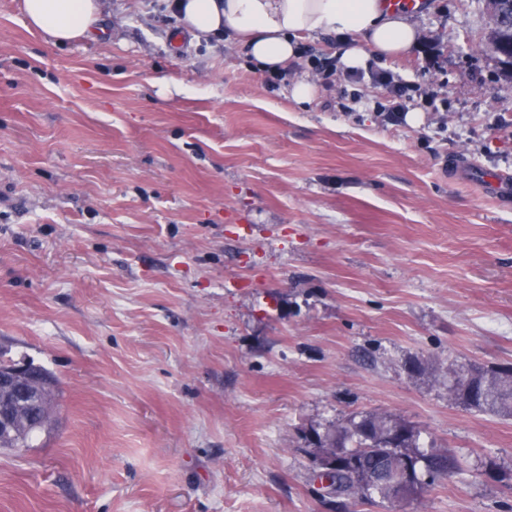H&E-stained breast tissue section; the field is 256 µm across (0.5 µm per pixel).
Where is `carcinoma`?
I'll return each instance as SVG.
<instances>
[{"label":"carcinoma","mask_w":512,"mask_h":512,"mask_svg":"<svg viewBox=\"0 0 512 512\" xmlns=\"http://www.w3.org/2000/svg\"><path fill=\"white\" fill-rule=\"evenodd\" d=\"M507 32L490 27L487 35L493 57L502 76L512 79V62L505 59L502 40ZM477 368L464 365H451L446 373L448 396L464 406L479 411H491L503 417H512V374L509 381H501L498 374L488 375L485 386L473 385L469 374ZM388 427L400 428L405 432L403 441L393 448H385L378 442L376 431ZM49 428L42 423L34 426L28 422L26 414H21L18 424L12 431L0 432V448H28L33 437ZM321 446H336L343 449L348 459L356 463L353 469H341L331 476L339 495L361 500L379 498L388 500L385 480L368 474L370 468L384 459L395 470L409 465L411 481L406 487L407 496L415 494L422 478L429 480L437 476L449 477L459 469L458 460L445 449L424 452L419 449L418 434L415 428L404 420L388 413H371L351 419L346 424L319 435Z\"/></svg>","instance_id":"obj_1"}]
</instances>
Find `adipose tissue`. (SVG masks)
I'll return each mask as SVG.
<instances>
[{
	"instance_id": "1",
	"label": "adipose tissue",
	"mask_w": 512,
	"mask_h": 512,
	"mask_svg": "<svg viewBox=\"0 0 512 512\" xmlns=\"http://www.w3.org/2000/svg\"><path fill=\"white\" fill-rule=\"evenodd\" d=\"M181 28L202 38L229 36L251 61L270 74L299 62L303 38L340 36V63L367 68L370 59L409 54L419 30L407 10L385 0H175ZM27 28L68 43L100 33L101 0H23Z\"/></svg>"
}]
</instances>
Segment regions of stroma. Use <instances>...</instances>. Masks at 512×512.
Here are the masks:
<instances>
[{
  "label": "stroma",
  "mask_w": 512,
  "mask_h": 512,
  "mask_svg": "<svg viewBox=\"0 0 512 512\" xmlns=\"http://www.w3.org/2000/svg\"><path fill=\"white\" fill-rule=\"evenodd\" d=\"M104 13L56 45L0 0V360L59 382L0 448V512H512V417L431 374L512 365V193L471 175L512 174L484 0L414 13L394 124L369 81L299 107L152 0ZM367 413L464 471L330 502L304 436Z\"/></svg>",
  "instance_id": "stroma-1"
}]
</instances>
